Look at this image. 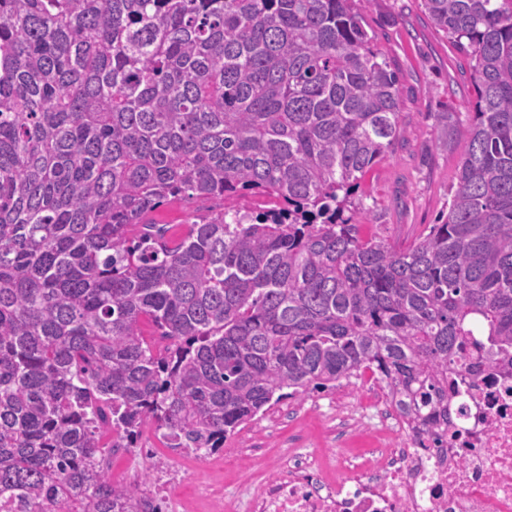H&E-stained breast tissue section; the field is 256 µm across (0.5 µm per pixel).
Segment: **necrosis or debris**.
Masks as SVG:
<instances>
[{
  "mask_svg": "<svg viewBox=\"0 0 512 512\" xmlns=\"http://www.w3.org/2000/svg\"><path fill=\"white\" fill-rule=\"evenodd\" d=\"M450 426L440 439L397 424L402 447L388 449V428L360 431L344 443L343 459L328 453L293 467L286 479L253 495L248 512H512V373L453 378ZM132 470L150 475L132 512H172L169 488L183 475L166 457L128 449Z\"/></svg>",
  "mask_w": 512,
  "mask_h": 512,
  "instance_id": "necrosis-or-debris-1",
  "label": "necrosis or debris"
}]
</instances>
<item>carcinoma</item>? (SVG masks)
Segmentation results:
<instances>
[{
  "label": "carcinoma",
  "mask_w": 512,
  "mask_h": 512,
  "mask_svg": "<svg viewBox=\"0 0 512 512\" xmlns=\"http://www.w3.org/2000/svg\"><path fill=\"white\" fill-rule=\"evenodd\" d=\"M423 2L474 118L397 249L353 198L406 133L355 0H0V512H124L106 448L148 422L215 453L370 370L445 431L451 374L512 367V0ZM246 195L274 205L144 221ZM270 206V200L260 196H244L212 200H172L165 202L155 211L149 213L145 219L154 224H167L171 230L168 236L179 237L186 233L187 224L193 223L197 216L205 215L211 210L218 211L226 208H235L245 211H261Z\"/></svg>",
  "instance_id": "obj_1"
}]
</instances>
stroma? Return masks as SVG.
Here are the masks:
<instances>
[{"label": "stroma", "mask_w": 512, "mask_h": 512, "mask_svg": "<svg viewBox=\"0 0 512 512\" xmlns=\"http://www.w3.org/2000/svg\"><path fill=\"white\" fill-rule=\"evenodd\" d=\"M356 7L375 49L399 76L401 110L409 124L406 142L364 174L354 198L370 212L366 234L405 246L448 209L459 150L441 140L438 130L447 124L460 136L471 123L470 60L434 26L422 0H356ZM269 205V199L260 196L177 199L165 202L147 219L167 225L171 236L179 237L196 217L209 212L226 207L258 212ZM351 392L361 410L355 418L337 412L332 390L316 403L289 399L237 434L241 456L177 459L185 474L172 493L177 512H212L222 496L236 494L243 486L254 493L279 478L285 456L306 457L335 448L352 423L364 430L376 427L379 418L368 405L382 397L381 384L365 376L352 384Z\"/></svg>", "instance_id": "stroma-1"}]
</instances>
